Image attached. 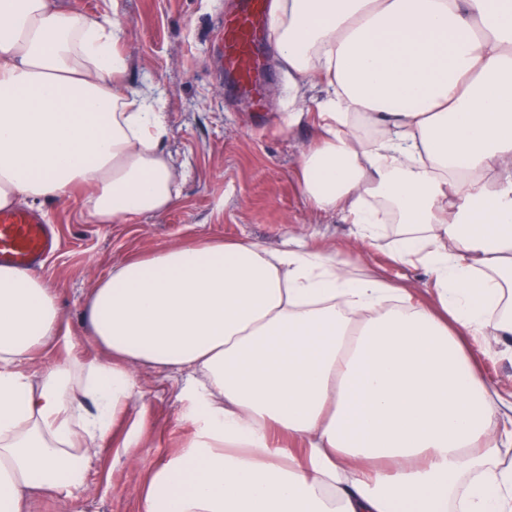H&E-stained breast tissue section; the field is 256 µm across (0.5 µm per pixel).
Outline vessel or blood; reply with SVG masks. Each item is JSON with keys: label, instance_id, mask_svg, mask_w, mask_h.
<instances>
[{"label": "vessel or blood", "instance_id": "obj_1", "mask_svg": "<svg viewBox=\"0 0 512 512\" xmlns=\"http://www.w3.org/2000/svg\"><path fill=\"white\" fill-rule=\"evenodd\" d=\"M272 0H242L239 10L225 17L220 72L253 101H260L265 86L260 78V56L272 45ZM56 245L48 225L28 212L0 213V265L33 267Z\"/></svg>", "mask_w": 512, "mask_h": 512}]
</instances>
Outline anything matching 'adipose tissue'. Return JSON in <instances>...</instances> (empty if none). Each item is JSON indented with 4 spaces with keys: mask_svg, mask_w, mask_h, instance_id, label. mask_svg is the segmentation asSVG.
Listing matches in <instances>:
<instances>
[{
    "mask_svg": "<svg viewBox=\"0 0 512 512\" xmlns=\"http://www.w3.org/2000/svg\"><path fill=\"white\" fill-rule=\"evenodd\" d=\"M120 33L0 0V210L77 187L98 224L173 205L165 116L123 82ZM271 34L295 92L328 88L303 198L360 242L391 236L428 297L301 244L167 247L88 296L108 359L31 372L67 330L42 275L0 266V512L78 498L142 398L137 364L190 371L195 427L138 512H512V392L469 352L490 327L512 339V0H275Z\"/></svg>",
    "mask_w": 512,
    "mask_h": 512,
    "instance_id": "adipose-tissue-1",
    "label": "adipose tissue"
}]
</instances>
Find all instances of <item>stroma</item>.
Wrapping results in <instances>:
<instances>
[{
	"label": "stroma",
	"mask_w": 512,
	"mask_h": 512,
	"mask_svg": "<svg viewBox=\"0 0 512 512\" xmlns=\"http://www.w3.org/2000/svg\"><path fill=\"white\" fill-rule=\"evenodd\" d=\"M236 2L59 0L61 7L119 22L126 82L133 91L151 88L166 115L169 133L163 147L184 164L186 175L167 211L134 215L120 224L94 223L78 193L35 205L60 237L58 250L39 268L69 327L68 342L57 356L104 358V351L86 337L83 307L114 267L133 256L200 239H245L276 250L295 238L425 290L429 274L424 268L393 264L386 241L361 245L341 215L315 212L305 202L299 158L316 129L308 123L289 126L288 115L313 108L325 95L322 85L309 87L304 101H296L288 69L276 58L262 74L266 111H253L242 95L224 93L217 75L222 21ZM133 372L145 403L131 405L112 442L98 449L77 502L40 496L31 512H137L152 470L180 455L194 434L182 417L184 373L146 365ZM133 425L142 430L141 445L127 452L121 441Z\"/></svg>",
	"instance_id": "35a3bbf8"
}]
</instances>
